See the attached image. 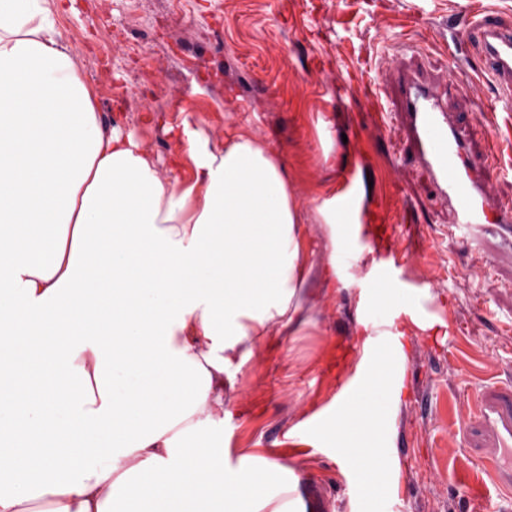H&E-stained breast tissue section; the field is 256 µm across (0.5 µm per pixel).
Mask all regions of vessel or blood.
Here are the masks:
<instances>
[{
    "instance_id": "vessel-or-blood-1",
    "label": "vessel or blood",
    "mask_w": 512,
    "mask_h": 512,
    "mask_svg": "<svg viewBox=\"0 0 512 512\" xmlns=\"http://www.w3.org/2000/svg\"><path fill=\"white\" fill-rule=\"evenodd\" d=\"M467 39L481 49L483 80L511 93L512 26L489 11L473 22ZM397 73V93L392 97L383 95L376 82L348 70L337 71L333 88L341 98L362 95L381 127H396L399 154L417 160L435 198L448 207L455 224H511L512 204L493 195L482 171L483 159L469 155L465 134L448 111L449 92L425 73L404 67ZM381 179L384 190L374 195L365 221L375 227L368 244L389 271L396 259L412 260L419 252L404 241L405 226L412 218L395 194L392 171L382 170ZM471 423L495 431L498 438V450L481 464L480 485L511 486L512 457L504 458L502 451L512 445V392L483 395Z\"/></svg>"
}]
</instances>
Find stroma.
<instances>
[{"instance_id": "35a3bbf8", "label": "stroma", "mask_w": 512, "mask_h": 512, "mask_svg": "<svg viewBox=\"0 0 512 512\" xmlns=\"http://www.w3.org/2000/svg\"><path fill=\"white\" fill-rule=\"evenodd\" d=\"M408 0H53L55 27L80 77L96 95L104 120L134 131L163 174L179 175L183 119L214 142L240 127L269 144L283 164L304 218L313 262L299 295L303 322L294 334L256 344L224 391V408L239 421L224 434V463L281 459L314 480L332 512H470L466 485L449 472L474 470L494 437L467 421L478 395L512 388V234L497 224L462 230L449 224L417 162L395 153L394 135L376 128L362 98L337 100V66L378 79L393 92L396 56L441 83L471 86L479 52L450 48L453 31L483 8L512 23V0H436L430 22L407 21ZM468 129L495 135L501 165H512V112L475 111L469 94L450 102ZM375 142L393 167L414 215L407 234L426 260L394 270L396 290L420 311L386 305L384 292L365 299L361 286L377 271L369 249L353 251L335 287H325L328 260L316 213L341 188L355 162L342 140L348 120ZM376 315L405 331L400 373L405 389L396 410L377 423L375 444L389 458L383 489L372 492L345 463L342 449L311 444L289 454L284 432L337 423L336 382L321 376L331 343L351 339L349 385L374 347L361 327Z\"/></svg>"}]
</instances>
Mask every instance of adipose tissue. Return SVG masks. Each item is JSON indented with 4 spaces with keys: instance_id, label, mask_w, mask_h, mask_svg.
<instances>
[{
    "instance_id": "obj_1",
    "label": "adipose tissue",
    "mask_w": 512,
    "mask_h": 512,
    "mask_svg": "<svg viewBox=\"0 0 512 512\" xmlns=\"http://www.w3.org/2000/svg\"><path fill=\"white\" fill-rule=\"evenodd\" d=\"M190 176L163 179L106 126L49 0H0V289L54 389L24 392L0 436V512H281L269 475L226 476L224 387L240 346L292 328L308 275L303 218L274 152L245 130L185 128ZM328 266L360 215L316 208ZM389 355L341 409L384 412Z\"/></svg>"
}]
</instances>
